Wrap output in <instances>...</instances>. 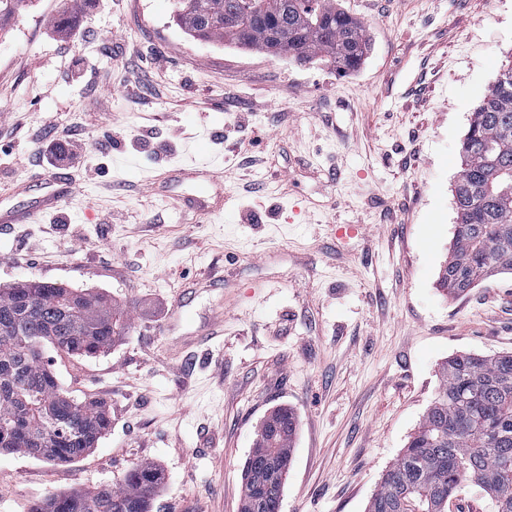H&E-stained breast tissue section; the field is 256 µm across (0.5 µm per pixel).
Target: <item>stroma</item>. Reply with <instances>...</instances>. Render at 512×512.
I'll list each match as a JSON object with an SVG mask.
<instances>
[{"label": "stroma", "instance_id": "1", "mask_svg": "<svg viewBox=\"0 0 512 512\" xmlns=\"http://www.w3.org/2000/svg\"><path fill=\"white\" fill-rule=\"evenodd\" d=\"M361 66L199 41L171 0H24L0 31V209L52 175L46 138L83 143L56 209L0 231V288L108 295L105 353L47 351L107 404L84 458L0 452V512L161 476L152 512H239L262 417L298 416L280 512H365L459 353L512 352V273L440 290L471 113L512 63V0H337ZM223 208L176 209L198 172ZM338 224L361 232L336 241ZM222 336L191 343L213 322Z\"/></svg>", "mask_w": 512, "mask_h": 512}]
</instances>
